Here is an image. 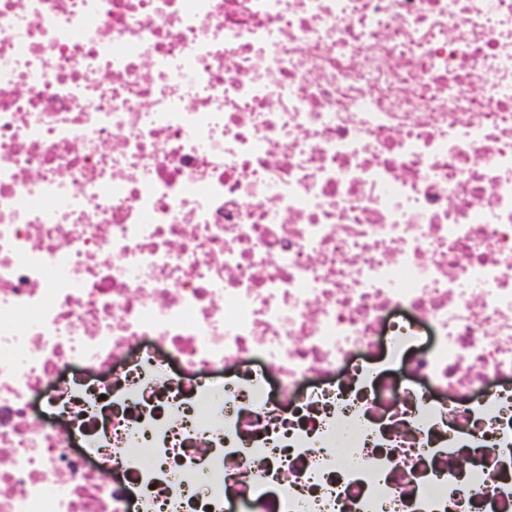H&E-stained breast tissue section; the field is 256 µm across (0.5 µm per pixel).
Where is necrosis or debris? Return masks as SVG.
I'll return each mask as SVG.
<instances>
[{
    "label": "necrosis or debris",
    "instance_id": "1",
    "mask_svg": "<svg viewBox=\"0 0 512 512\" xmlns=\"http://www.w3.org/2000/svg\"><path fill=\"white\" fill-rule=\"evenodd\" d=\"M512 512V0H0V512Z\"/></svg>",
    "mask_w": 512,
    "mask_h": 512
}]
</instances>
